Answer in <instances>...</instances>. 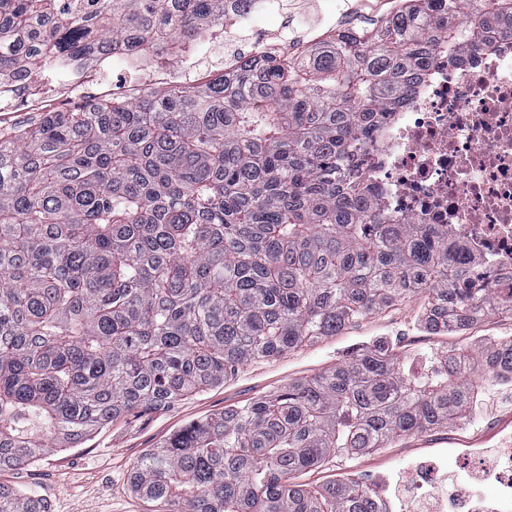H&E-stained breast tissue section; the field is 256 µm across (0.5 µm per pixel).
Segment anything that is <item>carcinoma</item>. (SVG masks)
Returning <instances> with one entry per match:
<instances>
[{"mask_svg": "<svg viewBox=\"0 0 512 512\" xmlns=\"http://www.w3.org/2000/svg\"><path fill=\"white\" fill-rule=\"evenodd\" d=\"M0 0V69L100 43L149 48L224 23L232 0ZM512 37V0H406L303 61L260 56L203 88L49 112L0 137V472L219 385L413 296L422 326L512 315L440 224L372 216L368 134L443 53ZM512 387V337L425 354L378 340L315 377L191 422L129 475L149 512H381L374 490L295 475L464 420ZM0 512H49L0 483Z\"/></svg>", "mask_w": 512, "mask_h": 512, "instance_id": "carcinoma-1", "label": "carcinoma"}]
</instances>
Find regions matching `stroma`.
Instances as JSON below:
<instances>
[{
  "label": "stroma",
  "mask_w": 512,
  "mask_h": 512,
  "mask_svg": "<svg viewBox=\"0 0 512 512\" xmlns=\"http://www.w3.org/2000/svg\"><path fill=\"white\" fill-rule=\"evenodd\" d=\"M397 5L398 0H280L271 17L253 22L226 18L224 28L235 33L233 44L224 43L220 32L212 31L203 42L198 64L208 68L231 47L245 49L261 39L287 44L298 58L336 31L376 29ZM422 307V301L414 297L352 322L315 344L273 360L245 364L223 384L185 396L163 409L128 416L93 434L79 447L1 473L0 481L45 498L51 512H147L146 505L129 489L130 470L144 453L191 421L272 394L288 380L318 375L378 338L391 341L404 367L418 372L426 353L473 346L482 336H512V318L496 315L461 332L429 334L420 326ZM510 408L512 390L489 391L470 415V429L463 431L452 424L396 438L387 447L364 455L347 458L331 454L319 466L299 474L297 480L321 485L354 471L367 478L389 471L405 475L414 462L438 459L439 449L447 447L449 438L460 434L474 437L477 430Z\"/></svg>",
  "instance_id": "stroma-1"
}]
</instances>
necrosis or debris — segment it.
Listing matches in <instances>:
<instances>
[{"label": "necrosis or debris", "mask_w": 512, "mask_h": 512, "mask_svg": "<svg viewBox=\"0 0 512 512\" xmlns=\"http://www.w3.org/2000/svg\"><path fill=\"white\" fill-rule=\"evenodd\" d=\"M487 52L468 51L457 60L439 59L411 95L371 137L365 183L376 212L397 222L447 225L479 268L512 279V38L491 32ZM142 72L139 95L156 84L191 82L153 68L138 52L80 51L62 63L68 77L55 98L36 78L37 61L20 59L0 73V112H47L67 106L74 90L85 89L110 63ZM467 476L455 496L442 486L453 472L429 463L412 465L403 487L408 512H504L512 504V443L488 452L471 449Z\"/></svg>", "instance_id": "4bbe7bcc"}]
</instances>
